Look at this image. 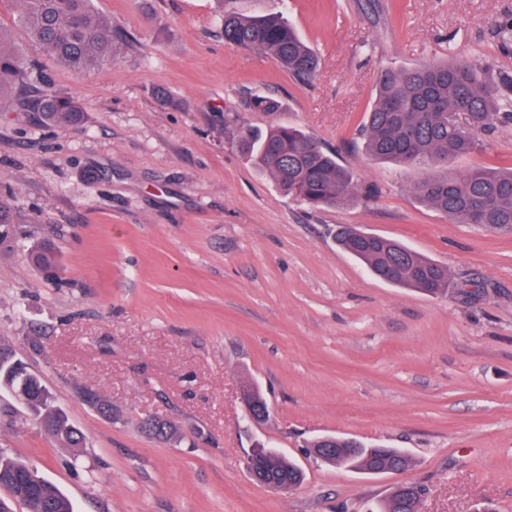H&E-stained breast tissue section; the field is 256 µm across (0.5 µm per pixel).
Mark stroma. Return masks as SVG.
<instances>
[{
	"instance_id": "35a3bbf8",
	"label": "stroma",
	"mask_w": 512,
	"mask_h": 512,
	"mask_svg": "<svg viewBox=\"0 0 512 512\" xmlns=\"http://www.w3.org/2000/svg\"><path fill=\"white\" fill-rule=\"evenodd\" d=\"M283 12L319 58L311 83L224 41L215 0H95L123 43L111 63L58 64L0 0V26L84 110L46 127L0 112V340L26 359L85 445L68 448L0 393V453L35 467L75 512H375L397 484L420 512H512V234L454 224L374 161L358 131L386 68L461 56L512 78V0H236ZM276 99L275 112L247 107ZM293 125L372 198L311 208L239 149ZM512 167V124L454 172ZM350 224L402 241L465 292L384 282L336 244ZM50 242L53 275L30 259ZM259 387L270 409L243 418ZM171 421L158 440L146 419ZM334 434L404 449L400 473L313 458ZM296 461L283 493L246 469L253 444Z\"/></svg>"
}]
</instances>
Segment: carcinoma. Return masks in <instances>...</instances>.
<instances>
[{
  "label": "carcinoma",
  "mask_w": 512,
  "mask_h": 512,
  "mask_svg": "<svg viewBox=\"0 0 512 512\" xmlns=\"http://www.w3.org/2000/svg\"><path fill=\"white\" fill-rule=\"evenodd\" d=\"M17 21L32 39L59 64L70 69L98 67L112 60V26L94 9L93 0H12ZM224 8V41L273 58L295 80L310 82L318 67L313 50L280 12L247 15ZM49 78L39 65L15 47L0 27V112H21L47 125L81 121L82 107L48 90ZM508 86L498 83L466 59L427 63L385 72L359 135L369 156L417 172L411 189L417 198L455 224H479L492 231L512 232V168L506 171L452 172L459 157L482 147V136L504 121H512ZM242 151L270 172L289 196L313 207H347L359 200L352 172L304 131L288 125L244 135ZM13 210L0 203V242L16 235ZM336 241L363 262L377 277L395 285L438 295L466 283L454 281L448 268L432 262L404 243L341 225ZM39 267L54 266L55 253L43 244L31 254ZM0 364V388L9 386L18 401L40 419L47 433L69 448H81L84 434L69 422L53 401L41 378L13 348ZM145 431L167 439L176 428L165 420H147ZM313 448H330L327 462L345 464L366 474L400 472L408 458L397 448L356 445L334 437ZM255 461L269 482L300 483L302 468L280 455ZM0 512H73L69 499L52 482L23 462L0 455ZM424 488L402 484L393 488L381 512H416Z\"/></svg>",
  "instance_id": "obj_1"
}]
</instances>
